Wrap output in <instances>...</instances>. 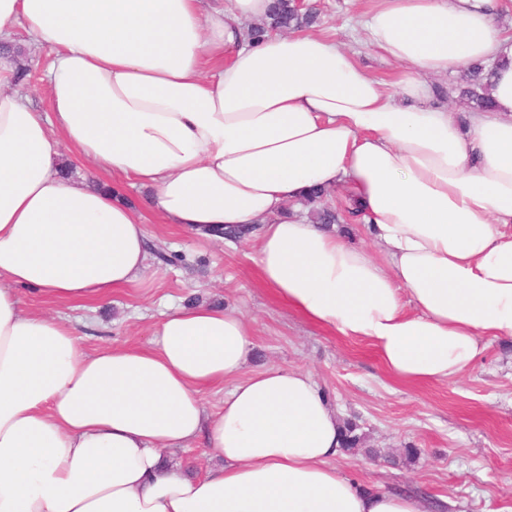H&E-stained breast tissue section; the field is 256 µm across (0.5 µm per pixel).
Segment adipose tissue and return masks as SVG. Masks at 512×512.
<instances>
[{
	"label": "adipose tissue",
	"instance_id": "ef3b65f1",
	"mask_svg": "<svg viewBox=\"0 0 512 512\" xmlns=\"http://www.w3.org/2000/svg\"><path fill=\"white\" fill-rule=\"evenodd\" d=\"M364 73L330 36L247 21L273 0H0V41L47 47L50 113L0 55V512H427L338 474L341 421L311 375L248 370L230 306L163 314L144 347L84 350L23 306L104 300L150 268L147 213L201 232L256 226L262 280L311 323L368 342L395 378L445 382L512 337V38L498 0H370ZM496 65L459 123L424 79ZM151 188L135 208L66 177L61 146ZM343 186L376 250L289 210ZM229 385L208 411L205 390ZM202 444L184 474L165 450Z\"/></svg>",
	"mask_w": 512,
	"mask_h": 512
}]
</instances>
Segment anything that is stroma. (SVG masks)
<instances>
[{
    "instance_id": "obj_1",
    "label": "stroma",
    "mask_w": 512,
    "mask_h": 512,
    "mask_svg": "<svg viewBox=\"0 0 512 512\" xmlns=\"http://www.w3.org/2000/svg\"><path fill=\"white\" fill-rule=\"evenodd\" d=\"M310 30L336 36L366 74L390 80L400 69L366 42L367 0H313ZM11 52L30 68L15 90L48 110L46 47L23 28ZM156 250L146 280L114 291L105 303H46L34 308L68 321L86 351L103 345L144 346L162 312L204 302L238 308L255 331L247 367L284 365L308 371L362 443L342 449L337 471L368 491L403 490L425 498L432 512H512V338H492L480 360L445 383L405 384L393 378L364 341L338 336L302 319L260 280L248 244H228L176 224L150 222ZM167 260H160V253Z\"/></svg>"
}]
</instances>
